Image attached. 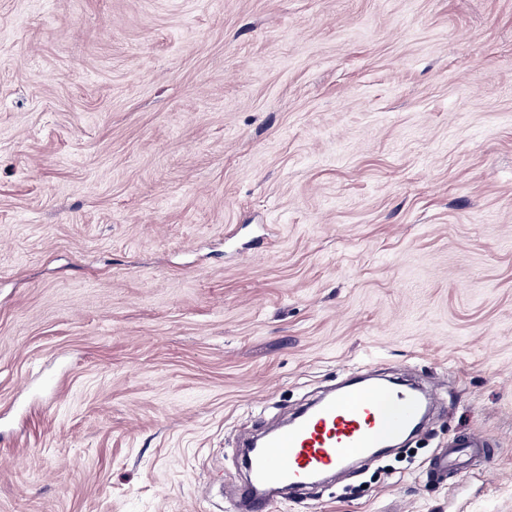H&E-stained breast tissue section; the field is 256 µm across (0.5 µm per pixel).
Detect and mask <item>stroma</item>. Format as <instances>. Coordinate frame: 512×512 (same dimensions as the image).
<instances>
[{
  "label": "stroma",
  "instance_id": "stroma-1",
  "mask_svg": "<svg viewBox=\"0 0 512 512\" xmlns=\"http://www.w3.org/2000/svg\"><path fill=\"white\" fill-rule=\"evenodd\" d=\"M370 367L412 457L269 512H512V0H0V512H235ZM488 437L479 432L462 434L454 439L452 445L437 458L435 462L436 468L443 471L458 470L463 463L460 456L463 452H471V456L476 455L488 456L491 459L494 455L495 448L489 447ZM493 459V458H492Z\"/></svg>",
  "mask_w": 512,
  "mask_h": 512
}]
</instances>
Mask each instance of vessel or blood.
Here are the masks:
<instances>
[{
    "mask_svg": "<svg viewBox=\"0 0 512 512\" xmlns=\"http://www.w3.org/2000/svg\"><path fill=\"white\" fill-rule=\"evenodd\" d=\"M434 394L415 390H380L363 386L341 397L303 408L289 426L263 435L260 448L245 462L249 478L239 495L250 512H267V492L276 486L300 491L312 478L345 467L354 458L370 456L407 431L421 404H433ZM493 455L485 434L456 437L437 458L436 468L455 470L462 453Z\"/></svg>",
    "mask_w": 512,
    "mask_h": 512,
    "instance_id": "obj_1",
    "label": "vessel or blood"
}]
</instances>
